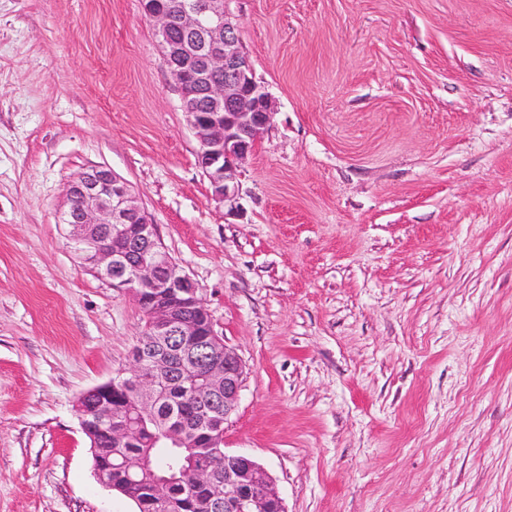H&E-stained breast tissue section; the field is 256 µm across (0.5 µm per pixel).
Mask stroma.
Returning <instances> with one entry per match:
<instances>
[{
  "instance_id": "obj_1",
  "label": "stroma",
  "mask_w": 512,
  "mask_h": 512,
  "mask_svg": "<svg viewBox=\"0 0 512 512\" xmlns=\"http://www.w3.org/2000/svg\"><path fill=\"white\" fill-rule=\"evenodd\" d=\"M273 122L214 202L139 0H0V512H136L78 398L144 324L59 215L110 168L244 364L287 512H512V0H226Z\"/></svg>"
}]
</instances>
